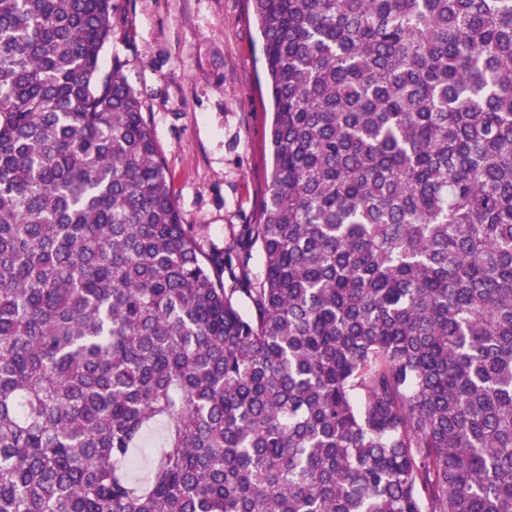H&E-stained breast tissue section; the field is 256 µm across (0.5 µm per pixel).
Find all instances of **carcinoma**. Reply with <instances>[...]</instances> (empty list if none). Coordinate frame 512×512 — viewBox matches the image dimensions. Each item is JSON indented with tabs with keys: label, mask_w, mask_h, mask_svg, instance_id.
Returning a JSON list of instances; mask_svg holds the SVG:
<instances>
[{
	"label": "carcinoma",
	"mask_w": 512,
	"mask_h": 512,
	"mask_svg": "<svg viewBox=\"0 0 512 512\" xmlns=\"http://www.w3.org/2000/svg\"><path fill=\"white\" fill-rule=\"evenodd\" d=\"M252 5L271 181L207 255L112 0H0V512H512V0ZM160 427H156L151 430L142 444V448H139L136 457L138 459V465L133 471V474L139 478H143L146 474V466L150 456L159 445Z\"/></svg>",
	"instance_id": "1"
}]
</instances>
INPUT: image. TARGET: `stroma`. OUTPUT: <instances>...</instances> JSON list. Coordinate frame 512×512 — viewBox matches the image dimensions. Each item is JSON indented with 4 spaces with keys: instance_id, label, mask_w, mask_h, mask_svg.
<instances>
[{
    "instance_id": "stroma-1",
    "label": "stroma",
    "mask_w": 512,
    "mask_h": 512,
    "mask_svg": "<svg viewBox=\"0 0 512 512\" xmlns=\"http://www.w3.org/2000/svg\"><path fill=\"white\" fill-rule=\"evenodd\" d=\"M100 71L120 65L142 103L182 223L203 252L259 223L270 99L251 0H112Z\"/></svg>"
}]
</instances>
